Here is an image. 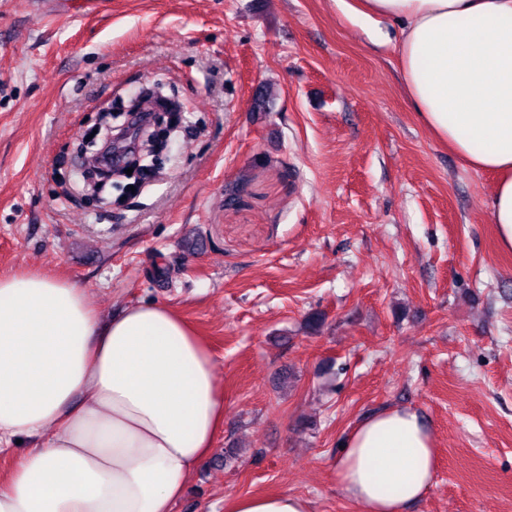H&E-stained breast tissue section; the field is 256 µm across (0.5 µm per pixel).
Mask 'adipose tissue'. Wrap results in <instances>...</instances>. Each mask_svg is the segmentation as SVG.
<instances>
[{
	"instance_id": "adipose-tissue-1",
	"label": "adipose tissue",
	"mask_w": 512,
	"mask_h": 512,
	"mask_svg": "<svg viewBox=\"0 0 512 512\" xmlns=\"http://www.w3.org/2000/svg\"><path fill=\"white\" fill-rule=\"evenodd\" d=\"M398 24L409 102L472 168L494 174L490 223L512 251V0H339ZM224 392L203 342L165 303L100 321L83 288L0 277V454L32 446L0 484V512H173L214 450ZM436 441L408 407L351 431L336 478L358 512H405L430 490ZM229 512H311L303 497L234 498Z\"/></svg>"
}]
</instances>
